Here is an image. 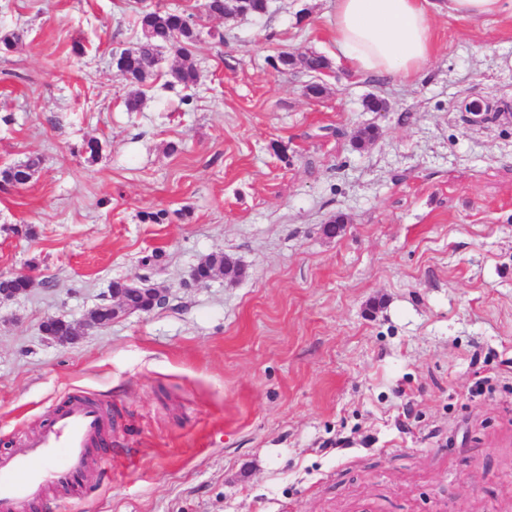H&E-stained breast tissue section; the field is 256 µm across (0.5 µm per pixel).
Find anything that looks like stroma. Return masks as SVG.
I'll return each instance as SVG.
<instances>
[{
    "label": "stroma",
    "mask_w": 512,
    "mask_h": 512,
    "mask_svg": "<svg viewBox=\"0 0 512 512\" xmlns=\"http://www.w3.org/2000/svg\"><path fill=\"white\" fill-rule=\"evenodd\" d=\"M203 2L0 0V170L43 159L0 190V274L33 280L0 299V452L72 395L112 415L109 460L26 512H512V20L437 17L401 81L349 68L335 0ZM157 4L192 15L200 79L168 86L163 50L130 112L112 55ZM296 48L324 97L277 68ZM217 252L243 277L193 283ZM139 278L165 307L89 326ZM209 17L228 18L236 15H262L267 9L266 0H205L202 5ZM278 61L284 69L299 63L306 71L315 75H320L329 68V61L316 53L282 52Z\"/></svg>",
    "instance_id": "stroma-1"
}]
</instances>
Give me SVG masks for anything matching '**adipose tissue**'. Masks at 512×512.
Returning <instances> with one entry per match:
<instances>
[{"instance_id":"obj_1","label":"adipose tissue","mask_w":512,"mask_h":512,"mask_svg":"<svg viewBox=\"0 0 512 512\" xmlns=\"http://www.w3.org/2000/svg\"><path fill=\"white\" fill-rule=\"evenodd\" d=\"M512 17V0H336L333 37L357 73L422 76L435 52L434 15Z\"/></svg>"}]
</instances>
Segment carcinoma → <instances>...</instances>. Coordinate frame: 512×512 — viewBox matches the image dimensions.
Listing matches in <instances>:
<instances>
[{
  "instance_id": "carcinoma-1",
  "label": "carcinoma",
  "mask_w": 512,
  "mask_h": 512,
  "mask_svg": "<svg viewBox=\"0 0 512 512\" xmlns=\"http://www.w3.org/2000/svg\"><path fill=\"white\" fill-rule=\"evenodd\" d=\"M204 12L209 17L228 18L236 15H260L267 9V0H205ZM142 37L136 44L117 53V68L120 77L128 86L125 105L128 110L141 108L144 101V88L154 81L149 64L159 50L168 48L184 64L170 71L173 82L185 87L197 83L199 75L191 57L197 42L195 23L190 16L176 13L161 7L149 9L140 17ZM279 64L288 68L300 64L311 74L320 75L329 68V61L322 55L306 52H283L278 56ZM40 159L30 158L25 162L0 171V185L16 186L29 181L39 167ZM197 276L208 280L216 274L240 275L236 264L226 262L225 255L211 254L196 266Z\"/></svg>"
}]
</instances>
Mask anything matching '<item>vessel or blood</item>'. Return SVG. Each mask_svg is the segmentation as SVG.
<instances>
[{
	"instance_id": "obj_1",
	"label": "vessel or blood",
	"mask_w": 512,
	"mask_h": 512,
	"mask_svg": "<svg viewBox=\"0 0 512 512\" xmlns=\"http://www.w3.org/2000/svg\"><path fill=\"white\" fill-rule=\"evenodd\" d=\"M105 426L104 411L85 399L57 407L34 439L0 455V512H22L41 499L47 483L66 485L85 473Z\"/></svg>"
}]
</instances>
